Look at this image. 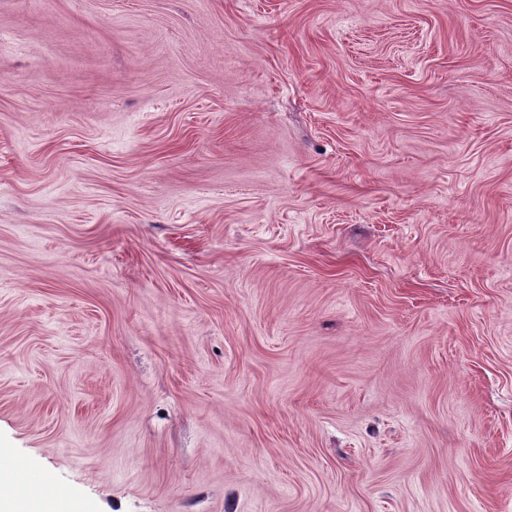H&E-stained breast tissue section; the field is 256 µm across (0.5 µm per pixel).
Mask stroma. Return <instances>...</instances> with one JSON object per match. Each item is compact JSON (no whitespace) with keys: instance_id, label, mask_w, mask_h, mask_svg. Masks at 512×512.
Masks as SVG:
<instances>
[{"instance_id":"35a3bbf8","label":"stroma","mask_w":512,"mask_h":512,"mask_svg":"<svg viewBox=\"0 0 512 512\" xmlns=\"http://www.w3.org/2000/svg\"><path fill=\"white\" fill-rule=\"evenodd\" d=\"M1 456L57 512H512V0H0Z\"/></svg>"}]
</instances>
